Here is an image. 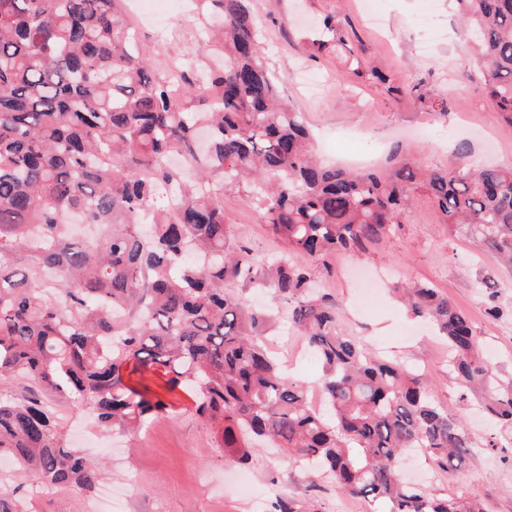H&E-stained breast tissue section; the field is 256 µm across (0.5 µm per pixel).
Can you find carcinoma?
I'll return each instance as SVG.
<instances>
[{
  "label": "carcinoma",
  "instance_id": "obj_1",
  "mask_svg": "<svg viewBox=\"0 0 512 512\" xmlns=\"http://www.w3.org/2000/svg\"><path fill=\"white\" fill-rule=\"evenodd\" d=\"M122 2L0 0V387L25 379L48 398L0 397V456L17 464L0 487L94 488L101 462L66 444L50 401L132 435L167 413L146 376L158 372L167 391L199 389V414L224 424V453L240 465L267 441L385 512H482L403 478L409 448L446 472L475 443L408 365L347 333L312 283L329 257L403 223L419 187L446 223L512 267V166L472 167L465 142L458 162L426 175L399 148L383 170L324 166L264 62L253 0H197L199 15L220 21L224 55L205 76L203 108L192 79L153 72ZM457 2L490 104L512 131V0ZM226 188L256 205L282 257L229 244ZM75 219L100 228L96 243L75 237ZM237 282L269 303L227 289ZM481 288L491 316H507L501 283ZM403 300L448 345L461 399L484 390L511 431L512 378L493 371L469 316L430 285L403 288ZM283 307L321 364V408L263 342ZM17 490H0V512H25Z\"/></svg>",
  "mask_w": 512,
  "mask_h": 512
}]
</instances>
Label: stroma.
<instances>
[{
  "instance_id": "35a3bbf8",
  "label": "stroma",
  "mask_w": 512,
  "mask_h": 512,
  "mask_svg": "<svg viewBox=\"0 0 512 512\" xmlns=\"http://www.w3.org/2000/svg\"><path fill=\"white\" fill-rule=\"evenodd\" d=\"M262 29L263 56L281 80L284 99L302 113L325 163L352 166L344 134L377 143L369 167L388 164L395 144L426 170L446 168L448 145L470 143L473 167L512 165V132L489 104L484 81L473 68V49L463 37L454 0H253ZM151 64L173 59L187 69L216 65L219 54L201 32L190 0H166L152 16L128 7ZM343 35L334 54L316 56L323 18ZM377 69L383 82L362 83L359 74ZM446 104L448 117L435 119ZM224 220L232 241L258 257L281 245L242 192L224 191ZM492 276L512 283V270L479 245L465 227L446 224L426 191H418L404 223L378 244L354 255H336L316 269V286L337 303L342 325L370 348L413 367L429 395L461 420L476 444L458 468L432 469L426 451L415 450L402 466L414 482L436 495L482 502L484 512H512V463L504 461L505 436L485 419L479 395L461 397L448 376V349L425 325L411 319L391 293L404 281L429 283L472 320L495 370L512 376V334L485 311L479 283ZM270 347L291 377L317 383L321 368L296 335L273 336ZM191 387L171 395L168 415L151 420L138 435L124 438L97 430L87 413L61 408L70 444L105 461L97 488L37 487L21 495L27 512H268L270 499L285 496L310 512H367L318 472L293 466L286 454L260 446L250 464L227 459L219 426L195 412Z\"/></svg>"
}]
</instances>
